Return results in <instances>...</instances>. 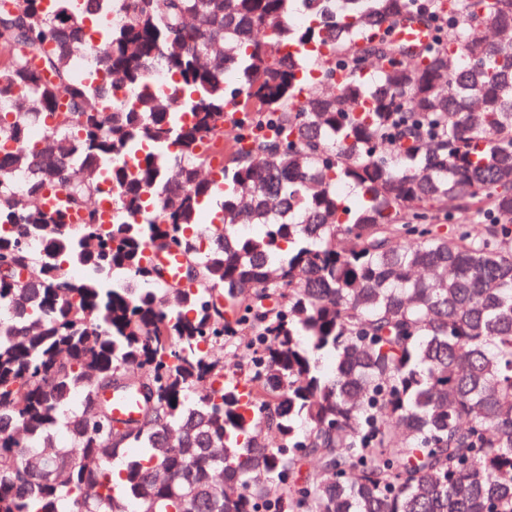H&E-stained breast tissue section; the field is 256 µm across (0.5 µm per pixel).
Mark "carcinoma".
<instances>
[{
	"label": "carcinoma",
	"mask_w": 512,
	"mask_h": 512,
	"mask_svg": "<svg viewBox=\"0 0 512 512\" xmlns=\"http://www.w3.org/2000/svg\"><path fill=\"white\" fill-rule=\"evenodd\" d=\"M292 2L0 3V512H512V0Z\"/></svg>",
	"instance_id": "carcinoma-1"
}]
</instances>
